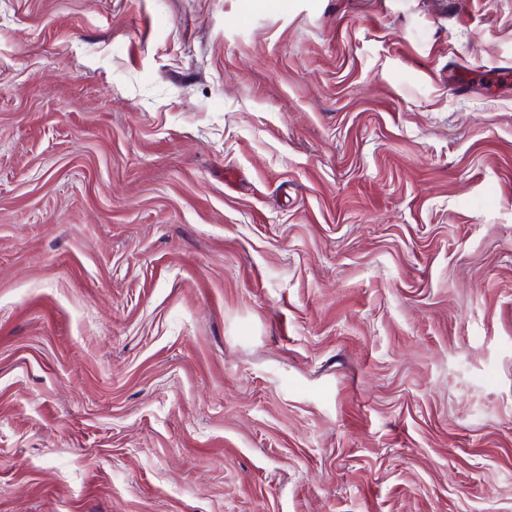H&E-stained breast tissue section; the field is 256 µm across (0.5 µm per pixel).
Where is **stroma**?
<instances>
[{
  "mask_svg": "<svg viewBox=\"0 0 512 512\" xmlns=\"http://www.w3.org/2000/svg\"><path fill=\"white\" fill-rule=\"evenodd\" d=\"M0 512H512V0H0Z\"/></svg>",
  "mask_w": 512,
  "mask_h": 512,
  "instance_id": "obj_1",
  "label": "stroma"
}]
</instances>
